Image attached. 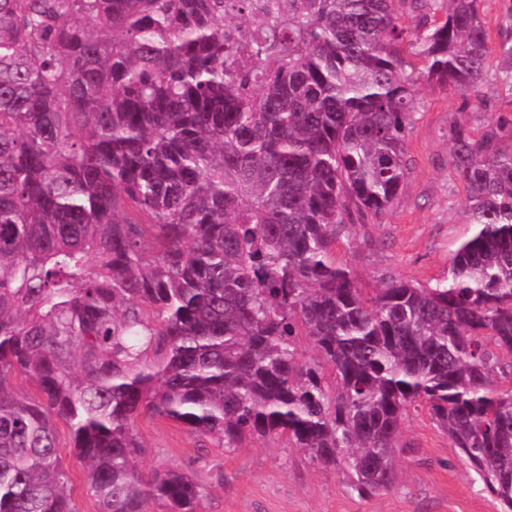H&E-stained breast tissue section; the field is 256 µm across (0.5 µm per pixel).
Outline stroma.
I'll list each match as a JSON object with an SVG mask.
<instances>
[{"label":"stroma","mask_w":512,"mask_h":512,"mask_svg":"<svg viewBox=\"0 0 512 512\" xmlns=\"http://www.w3.org/2000/svg\"><path fill=\"white\" fill-rule=\"evenodd\" d=\"M489 73L479 106L418 82L400 195L382 223L356 225L336 244L337 260L350 264L360 287L387 277L421 284L443 279L459 245L474 233L466 190L451 166L448 130L458 122L480 130L512 116V83L497 67ZM135 428L144 470L174 466L203 477V512H502L423 409L406 424L394 486L370 496L358 495L342 471L322 468L279 440L228 449L158 417H140Z\"/></svg>","instance_id":"35a3bbf8"}]
</instances>
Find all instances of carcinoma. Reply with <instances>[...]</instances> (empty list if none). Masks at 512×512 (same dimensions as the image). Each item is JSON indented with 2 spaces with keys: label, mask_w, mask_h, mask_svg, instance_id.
<instances>
[{
  "label": "carcinoma",
  "mask_w": 512,
  "mask_h": 512,
  "mask_svg": "<svg viewBox=\"0 0 512 512\" xmlns=\"http://www.w3.org/2000/svg\"><path fill=\"white\" fill-rule=\"evenodd\" d=\"M488 41L482 0H0V512H77L68 452L100 512H202L142 415L369 496L418 407L512 512V119L449 128L446 278L366 293L334 254L405 184L415 63L482 103Z\"/></svg>",
  "instance_id": "obj_1"
}]
</instances>
